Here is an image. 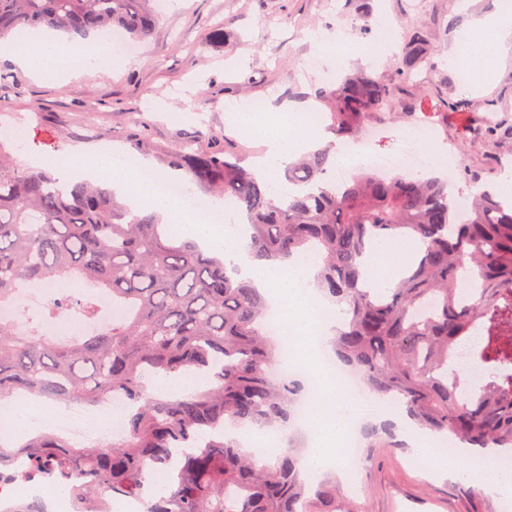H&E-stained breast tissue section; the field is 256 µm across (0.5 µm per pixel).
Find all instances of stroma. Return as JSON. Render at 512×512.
Segmentation results:
<instances>
[{
  "instance_id": "obj_1",
  "label": "stroma",
  "mask_w": 512,
  "mask_h": 512,
  "mask_svg": "<svg viewBox=\"0 0 512 512\" xmlns=\"http://www.w3.org/2000/svg\"><path fill=\"white\" fill-rule=\"evenodd\" d=\"M159 16L153 36L137 52L117 59L106 71L84 72L65 85L35 81L10 55H0V128L24 131L16 155L27 161L38 153L73 147L117 146L134 153L137 141L161 163L169 147L185 134L200 132L199 143L225 139L228 148L254 150V142L229 119L225 105L265 101L269 111L308 109L325 87L304 73L317 51L308 35L322 31L342 42H372L374 18L388 17L405 43L415 27L427 32L436 62L446 61L460 41L470 40L476 20L497 12V0H372L369 12L347 0H154ZM225 25L224 44L206 43L216 25ZM486 78L457 68L431 74L413 93H398L386 129L408 128L416 120L406 103L416 94L433 103L460 104L438 119V144L460 154L453 194L498 180L512 170V57L483 65ZM499 110L504 127L481 142L471 141L466 123L487 104ZM407 448H369L355 478L333 471L359 512H499L501 494L488 480L453 479L440 467L411 469Z\"/></svg>"
}]
</instances>
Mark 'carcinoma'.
I'll return each mask as SVG.
<instances>
[{"mask_svg": "<svg viewBox=\"0 0 512 512\" xmlns=\"http://www.w3.org/2000/svg\"><path fill=\"white\" fill-rule=\"evenodd\" d=\"M151 0H0V41L23 27L86 36L116 30L143 42L158 17ZM439 71L423 29L397 56L409 83L422 70ZM336 137L353 139L366 124L390 114L395 87L359 68L334 89L318 92ZM499 127L488 108L466 128L483 140ZM197 186L230 198L247 217L253 258L285 264L303 257L317 267V288L342 307L345 322L333 341L339 360L362 377L369 395L391 399L416 424L447 435L485 456L512 449V201L492 189L477 193L467 211L448 196V183L362 169L338 190L330 185L336 144L309 152L280 178L315 186L275 199L239 159L218 146L196 147L187 136L166 154ZM402 235L423 249L391 288H364L365 258L379 242ZM474 282L465 301L458 282ZM59 277L90 284L122 312L101 331L61 340L44 336V321L77 308L95 320L98 301L53 297L20 334L0 320V396L19 392L93 404L110 394L126 403L123 439L110 448L75 449L49 434L19 445L0 443V483L50 480L78 490L82 512L140 496L152 475L165 487L150 512H349L336 481L306 485L297 450L256 457L224 433L264 427L283 434L292 425L301 383L278 378L285 352L265 335L267 301L238 279L224 255L174 238L148 216L109 198L95 185L68 186L44 170L18 166L0 140V305L18 303L26 284ZM484 321L479 353L488 375L477 388L453 368V347ZM204 373L210 383L171 397L146 392L147 377ZM390 429L367 427L370 448H390ZM189 448L179 467L172 452ZM25 460L21 471L12 458Z\"/></svg>", "mask_w": 512, "mask_h": 512, "instance_id": "cac0c4a2", "label": "carcinoma"}]
</instances>
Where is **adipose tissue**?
I'll use <instances>...</instances> for the list:
<instances>
[{"instance_id": "adipose-tissue-1", "label": "adipose tissue", "mask_w": 512, "mask_h": 512, "mask_svg": "<svg viewBox=\"0 0 512 512\" xmlns=\"http://www.w3.org/2000/svg\"><path fill=\"white\" fill-rule=\"evenodd\" d=\"M116 52L107 35L93 33L84 39H71L46 28L22 29L8 49L16 63L46 84L60 83L69 72L108 69ZM233 121L254 137L261 148L252 164L256 175L273 182L279 197L287 198L289 186L280 181L279 174L300 154L323 145L321 130L305 118L288 126L273 113L264 111L240 112ZM417 249L416 243L407 240L376 246L368 259L370 285L399 280Z\"/></svg>"}]
</instances>
